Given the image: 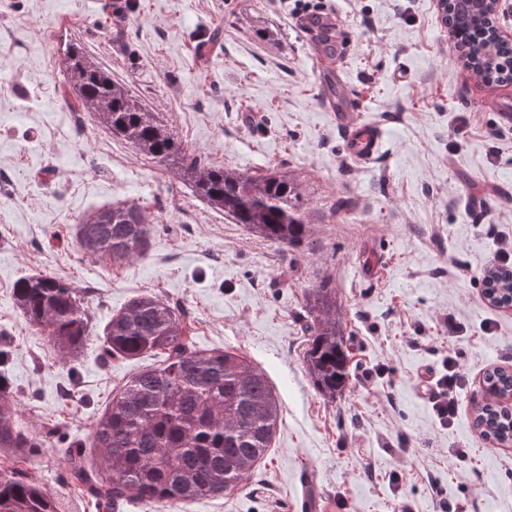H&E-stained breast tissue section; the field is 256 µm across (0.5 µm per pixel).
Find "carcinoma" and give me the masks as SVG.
Instances as JSON below:
<instances>
[{
  "mask_svg": "<svg viewBox=\"0 0 512 512\" xmlns=\"http://www.w3.org/2000/svg\"><path fill=\"white\" fill-rule=\"evenodd\" d=\"M477 2L453 0L447 26L456 42L479 55L474 75L502 82L504 67L512 64V45L486 37L488 6ZM65 67L77 106L95 112L113 134L158 163L181 171L195 193L232 223L287 248L307 236L310 226L293 178L277 170L251 175L214 167L204 154L185 150L81 49L68 51ZM149 238L146 213L120 203L90 215L77 230L82 250L118 264L143 256ZM484 285V292L501 301L512 298V280L496 271L487 272ZM14 299L24 322L48 339L62 362L84 351L89 318L71 283L51 274L26 276L15 283ZM303 329L310 336L306 369L316 389L334 400L349 383V348L336 289L313 290ZM149 352L164 355V366L127 381L93 426L98 466L86 467L87 448L75 441L59 450L57 467L108 509L127 500L172 507L242 486L270 448L279 421L264 374L230 350L196 348L184 308L151 294L113 315L102 342L110 359ZM8 357L9 345L0 341V459L13 462L0 469V512H59L57 499L19 467L29 449L50 443L55 426L44 425L39 436L19 426L15 388L5 369ZM485 382L490 393L512 395V372L496 368ZM476 423L486 435L512 440V416L481 407Z\"/></svg>",
  "mask_w": 512,
  "mask_h": 512,
  "instance_id": "cac0c4a2",
  "label": "carcinoma"
}]
</instances>
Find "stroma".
<instances>
[{"label":"stroma","mask_w":512,"mask_h":512,"mask_svg":"<svg viewBox=\"0 0 512 512\" xmlns=\"http://www.w3.org/2000/svg\"><path fill=\"white\" fill-rule=\"evenodd\" d=\"M310 3L343 20L347 82L363 119L385 132L370 162L352 158L324 109L300 0H0V335L20 425H59L23 469L64 512L97 510L56 468L57 449L91 445L113 394L162 363L153 353L102 358L103 328L144 293L192 313L197 348H233L262 371L280 424L247 485L114 512H298L307 475L321 512H400L405 500L415 512L457 500L470 512H512V442L474 426L486 372L512 369V308L487 302L481 279L498 240H512V127L489 103L512 105V83L483 87L449 52L437 0ZM75 45L186 149L294 177L307 242L291 249L251 235L93 112L68 107L64 61ZM111 203L151 219L147 253L123 267L76 240L77 225ZM45 272L70 282L89 314L78 361L62 363L16 308V281ZM325 283L352 344L350 382L333 401L303 362L307 301ZM449 354L466 381L443 427L426 388ZM452 448L467 460L450 458Z\"/></svg>","instance_id":"stroma-1"}]
</instances>
